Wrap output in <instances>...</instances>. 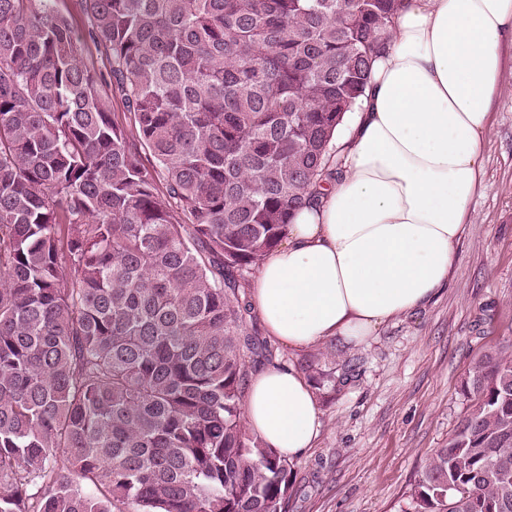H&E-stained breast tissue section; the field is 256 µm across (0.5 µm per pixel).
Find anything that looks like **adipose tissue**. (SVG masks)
<instances>
[{
  "label": "adipose tissue",
  "mask_w": 512,
  "mask_h": 512,
  "mask_svg": "<svg viewBox=\"0 0 512 512\" xmlns=\"http://www.w3.org/2000/svg\"><path fill=\"white\" fill-rule=\"evenodd\" d=\"M507 43L512 0H401L348 117L338 174L294 215L250 286L267 336L294 350L358 345L448 287L483 187ZM244 416L291 461L320 432L317 397L291 364L251 376Z\"/></svg>",
  "instance_id": "ef3b65f1"
}]
</instances>
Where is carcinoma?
<instances>
[{"instance_id":"1","label":"carcinoma","mask_w":512,"mask_h":512,"mask_svg":"<svg viewBox=\"0 0 512 512\" xmlns=\"http://www.w3.org/2000/svg\"><path fill=\"white\" fill-rule=\"evenodd\" d=\"M78 2L0 0V512H285L248 274L341 165L398 0ZM462 392L413 512H512V353Z\"/></svg>"}]
</instances>
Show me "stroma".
<instances>
[{
    "label": "stroma",
    "mask_w": 512,
    "mask_h": 512,
    "mask_svg": "<svg viewBox=\"0 0 512 512\" xmlns=\"http://www.w3.org/2000/svg\"><path fill=\"white\" fill-rule=\"evenodd\" d=\"M493 125L483 142V190L457 247L450 288L363 345L332 342L272 358L293 363L319 399L322 427L295 462L286 512H412L407 491L447 445L469 405L471 359L512 345V48Z\"/></svg>",
    "instance_id": "35a3bbf8"
}]
</instances>
